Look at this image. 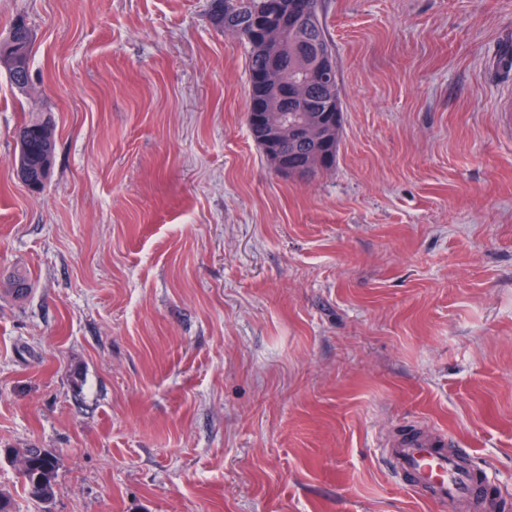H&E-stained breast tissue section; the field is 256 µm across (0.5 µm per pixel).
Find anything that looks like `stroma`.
Masks as SVG:
<instances>
[{"label": "stroma", "instance_id": "obj_1", "mask_svg": "<svg viewBox=\"0 0 512 512\" xmlns=\"http://www.w3.org/2000/svg\"><path fill=\"white\" fill-rule=\"evenodd\" d=\"M208 0H0V449L14 512H445L388 433L468 449L512 512V0H321L343 112L300 180L250 135ZM55 123L44 188L15 131ZM30 287L16 296L15 271ZM21 31L18 33L10 27L8 36L0 42V67H5L10 81L18 88L23 89L29 82V56L31 45V34L24 22ZM12 35V40L10 36ZM22 71L24 81L20 82L18 73ZM11 462L19 458V471L27 495L35 500L48 503L55 497L57 460L55 455L43 448H22L13 452L7 450Z\"/></svg>", "mask_w": 512, "mask_h": 512}]
</instances>
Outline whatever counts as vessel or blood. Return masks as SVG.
Returning <instances> with one entry per match:
<instances>
[{
    "mask_svg": "<svg viewBox=\"0 0 512 512\" xmlns=\"http://www.w3.org/2000/svg\"><path fill=\"white\" fill-rule=\"evenodd\" d=\"M405 486L448 512H494L482 474L449 455L443 435L415 429L391 437L384 448Z\"/></svg>",
    "mask_w": 512,
    "mask_h": 512,
    "instance_id": "b4317fda",
    "label": "vessel or blood"
}]
</instances>
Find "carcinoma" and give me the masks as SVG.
Returning a JSON list of instances; mask_svg holds the SVG:
<instances>
[{
    "instance_id": "1",
    "label": "carcinoma",
    "mask_w": 512,
    "mask_h": 512,
    "mask_svg": "<svg viewBox=\"0 0 512 512\" xmlns=\"http://www.w3.org/2000/svg\"><path fill=\"white\" fill-rule=\"evenodd\" d=\"M213 24L225 34L243 40L249 46V105L260 103L267 109L262 124L248 122L253 140L265 148L264 137L270 124L284 122L307 125L316 131L315 138L301 143L289 138L281 145L288 168L297 177H311L336 163L342 109L339 87L327 86L320 73L336 70L334 47L319 15V0H210ZM280 27L286 37L282 45L271 48L255 40L251 33L255 24ZM31 34L26 24L21 31H9L0 42V67H5L10 81L23 89L29 82ZM284 59L280 68L288 87L254 80V75ZM303 92L288 98V111L278 112L284 90L294 86ZM28 140L16 147L15 165L30 173L33 181L44 187L55 158V138L50 119L29 120L21 124ZM11 461L21 463L20 475L27 495L48 503L55 497L57 460L43 448H24L8 451Z\"/></svg>"
}]
</instances>
